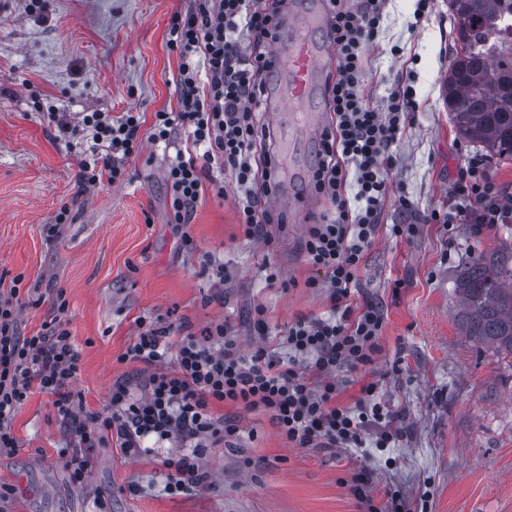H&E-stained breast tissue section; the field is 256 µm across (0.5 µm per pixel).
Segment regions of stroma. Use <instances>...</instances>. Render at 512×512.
<instances>
[{"mask_svg": "<svg viewBox=\"0 0 512 512\" xmlns=\"http://www.w3.org/2000/svg\"><path fill=\"white\" fill-rule=\"evenodd\" d=\"M198 0H0V289L14 279L31 291L20 314L30 336L64 315L81 353L77 388L91 411L104 407L120 378L141 385L147 367L121 356L139 322H188L201 329L229 321L243 351L280 350L289 324L328 311L323 289L306 287L314 270L303 252L311 224L329 209L306 180L318 142H297L285 224L271 225L272 245L245 237L235 190L206 194L183 244L170 222L164 172L170 153L150 139L157 111H177L178 57L169 45L175 16ZM387 0L381 28L366 46V89L384 105L399 84L415 91L416 111L393 149L397 196L383 208L386 224H415L397 240L380 233L368 252L357 302L378 303L384 316L371 368L336 375L340 398L353 402L361 384L378 379L380 396L400 413L395 447L348 457L332 448H293L267 417L216 405L240 431L208 453L210 486L169 494L164 448L132 458L114 439L89 449L92 468L73 485L58 452L73 447L48 395L36 392L18 410L13 451L0 453V486L13 490V512H92L100 495L112 512H365L351 489L358 467L370 469L378 492L396 486L424 512H512V361L477 345L460 325L455 286L470 258L512 240V223L451 230L431 223L447 210L458 175L479 163L512 197V160L499 162L461 139L442 100L456 44L448 0ZM59 113L50 121L49 113ZM140 113L143 147L124 159V181L83 179L84 115ZM65 221H58V214ZM224 262L229 278L213 287L203 260ZM283 285H265L266 266ZM404 283L392 292L389 283ZM267 310L270 332L254 335L250 312Z\"/></svg>", "mask_w": 512, "mask_h": 512, "instance_id": "obj_1", "label": "stroma"}]
</instances>
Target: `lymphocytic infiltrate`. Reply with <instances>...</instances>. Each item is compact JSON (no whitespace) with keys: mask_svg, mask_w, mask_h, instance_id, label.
Returning <instances> with one entry per match:
<instances>
[{"mask_svg":"<svg viewBox=\"0 0 512 512\" xmlns=\"http://www.w3.org/2000/svg\"><path fill=\"white\" fill-rule=\"evenodd\" d=\"M287 0H200L195 12L177 19L170 46L179 58L176 86L178 112L154 114L150 137L172 145L184 128L189 150H176L165 178L176 229L190 224L206 191L223 195L215 170L229 169L237 193L238 221L244 234L271 243L268 228L284 223L283 214L265 206L278 188L270 151L261 145L270 136L261 119L265 77L274 65L268 47L276 38ZM384 0H357L341 6L331 0L329 35L337 64L326 79L330 123L321 135L318 160L311 172L314 190L327 199L333 217L311 225L304 252L318 272L309 288L325 289L331 314L301 318L283 339L287 357L266 348L243 353L233 326L215 322L199 331L188 323H155L142 327L125 359L150 367L146 388L134 396L128 383L115 381L102 410L89 411L75 385L81 354L61 315L67 309L57 297L58 316L42 330L22 335L19 315L22 290L0 292V452L16 448L12 421L32 392L51 396L59 418L76 445L60 451L74 485L88 475L89 448L114 436L129 456L140 455L147 439L176 445L163 461L170 492L191 494L205 488L209 474L201 460L209 448L235 437L237 424L214 416L222 403L245 413L268 417L284 442L294 448H334L344 452L366 446L387 448L398 439V415L379 397L377 382L361 385L354 403L339 398L336 375L344 368L373 363L379 351L384 317L378 305L350 302L367 251L381 229L380 216L390 196L392 148L403 136L415 109L409 87L396 86L384 107H375L364 88L363 48L378 32ZM83 123L104 154L84 162L88 183L123 177L122 162L140 146L139 113L112 117L87 114ZM457 206L433 213L434 223L506 224L512 204L478 167L467 169L455 186ZM177 344H170L173 333ZM171 364H164L166 354ZM353 491L367 512H412L409 500L387 491L375 505V483L365 469L351 477Z\"/></svg>","mask_w":512,"mask_h":512,"instance_id":"f902f5d3","label":"lymphocytic infiltrate"}]
</instances>
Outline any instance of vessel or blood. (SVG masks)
Listing matches in <instances>:
<instances>
[{
  "instance_id": "b4317fda",
  "label": "vessel or blood",
  "mask_w": 512,
  "mask_h": 512,
  "mask_svg": "<svg viewBox=\"0 0 512 512\" xmlns=\"http://www.w3.org/2000/svg\"><path fill=\"white\" fill-rule=\"evenodd\" d=\"M326 24L325 10L313 7L293 12L289 22L291 39L275 41L271 46L282 78L277 89V103L269 107L268 119L271 125L288 131L293 140L319 137L329 119L325 112H307L296 124L291 115L281 110L282 105L288 103L305 105L333 69V57L309 37L311 31Z\"/></svg>"
}]
</instances>
